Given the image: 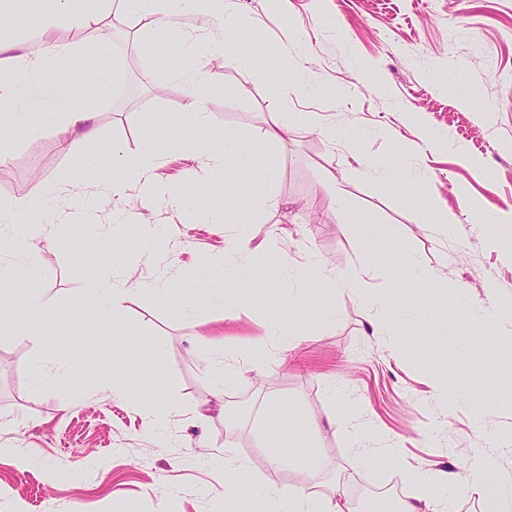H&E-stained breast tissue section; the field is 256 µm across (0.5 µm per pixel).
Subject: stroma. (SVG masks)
<instances>
[{
	"mask_svg": "<svg viewBox=\"0 0 512 512\" xmlns=\"http://www.w3.org/2000/svg\"><path fill=\"white\" fill-rule=\"evenodd\" d=\"M199 38L224 36L211 55L166 44L153 17L125 14L99 42L87 28L57 31L80 46L69 68L54 75L57 108L84 105L97 114L98 142L88 159L109 161L113 146L137 150L178 138L188 126L184 73L201 70L199 86L210 128L194 141L231 132L253 143L270 119L272 99L294 112H316L319 125L296 122L285 142L269 147L277 167L278 203L247 206L260 180L243 181L235 166L197 181L198 153L173 152L159 180L178 184L177 201L146 205L80 188L74 156L53 129L10 134L11 157L0 166V201L25 198L40 182L49 199L29 201L33 224L95 208L111 237L94 226H59L35 250L15 253L38 274L6 285L0 304L42 297L53 317L12 319L0 334V512H224L227 483L272 479L309 491L339 468L358 465L348 499L372 490L404 498L421 469L474 465L478 449L498 441L497 464L512 470V362L493 326H475L467 307L488 290L512 294V236L479 214L512 211V0H235L229 21L201 9L181 18ZM166 53H158V44ZM105 57L113 91L84 90L90 54ZM255 58L253 76L235 58ZM392 169V182L364 176L366 164ZM346 179L360 217L352 235L340 214L325 210L323 170ZM431 193L455 224L436 234L414 194ZM250 237L248 262L229 281H207L205 267L231 260V240L217 228ZM163 263L146 259L154 248ZM367 253L373 287L391 300L389 328L400 338L385 348L358 295L333 291L328 274ZM298 265L283 277L280 257ZM439 270L443 284L420 281L405 256ZM121 271L143 290L120 312L85 291L87 280ZM276 298L254 301L256 283ZM303 333L275 340L269 360L246 365L252 345L273 319ZM242 360L231 379L211 376L216 352ZM69 360L56 371V353ZM125 378L142 399L165 403L169 440L103 387ZM473 403L448 408L432 396L435 381ZM99 394L74 400L75 391ZM243 404L234 423L212 409ZM360 400V418L384 433L395 457L359 462L353 444L324 426ZM321 422L311 435V422ZM308 457L307 465L266 470L268 455ZM251 459L248 474L231 468Z\"/></svg>",
	"mask_w": 512,
	"mask_h": 512,
	"instance_id": "35a3bbf8",
	"label": "stroma"
}]
</instances>
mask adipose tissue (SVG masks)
Listing matches in <instances>:
<instances>
[{"instance_id":"obj_1","label":"adipose tissue","mask_w":512,"mask_h":512,"mask_svg":"<svg viewBox=\"0 0 512 512\" xmlns=\"http://www.w3.org/2000/svg\"><path fill=\"white\" fill-rule=\"evenodd\" d=\"M108 3L109 0H51L49 7L40 12L30 33L27 51L18 59L15 74L0 73V165L8 160L6 132L18 125L31 133L53 128L62 151L69 155L76 154L79 146L94 142L97 135L95 112L81 106L66 112L53 111L42 89L47 86V76L54 66L71 62L80 52L77 45L54 39V29L63 24L83 28L98 23V15ZM120 3L126 12L153 16L164 33L178 37L183 31L176 23L177 17L195 11L199 4H207L217 17L228 14L233 7V0H120ZM271 109L273 123L261 131L255 144L245 145L235 134L227 133L201 148L198 178H210L223 172L229 162H236L245 178L261 172V201L275 204L276 173L271 162L264 160V149L287 136L291 120L284 101L273 100ZM166 160V154L146 145L134 152L113 150V177L102 175L95 162L82 164L81 169L87 181L97 183L100 191L113 197H123L135 188L145 200L164 197L174 200L178 197L175 186L161 187L154 182L156 170ZM369 277V265L360 257L347 269L332 274L330 280L337 290L355 293L364 300L374 313V332L383 336L390 350H397L400 340L387 329L390 301L382 292L371 288ZM356 474L355 468L342 469L333 482L307 494L274 483L256 486L254 493L259 501L279 505V512H350L344 488L354 481ZM415 481L417 491L402 499L396 512H449L443 488L450 483L466 485L483 512H512V474L498 470L495 454L489 448L480 450L471 472L419 473Z\"/></svg>"}]
</instances>
